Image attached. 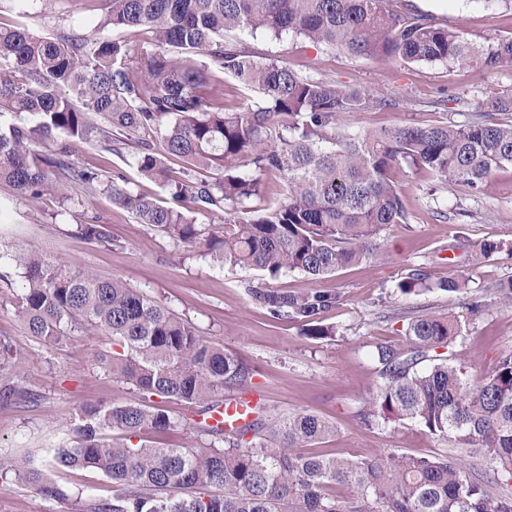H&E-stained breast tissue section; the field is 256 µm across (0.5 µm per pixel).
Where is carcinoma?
Returning a JSON list of instances; mask_svg holds the SVG:
<instances>
[{"mask_svg":"<svg viewBox=\"0 0 512 512\" xmlns=\"http://www.w3.org/2000/svg\"><path fill=\"white\" fill-rule=\"evenodd\" d=\"M106 25L154 30L158 50L140 55L134 46L100 33H71L50 40L0 19V113L19 116L0 128V186L38 199L60 183L91 193L102 173L36 153L34 139L63 134L75 143L110 142L127 135L142 146L138 170L170 180L169 163L181 175L168 206L133 192L116 176L106 185L112 204L142 224L187 247H204L230 268L249 267L275 278L299 272L312 281L377 255L374 237L406 221L392 180L399 166L427 171L441 182L481 192L493 174L512 164V91L477 106L465 122L409 123L381 130L351 126L346 118L369 108L397 105L347 85L305 76L279 60L260 61L244 41L259 36L304 37L354 56H387L405 63H443L448 69L512 67V36L478 44L457 28L421 14H399L387 0H105ZM205 58L208 64H198ZM234 77L256 94L240 112L207 100L201 88L215 74ZM159 141L163 154L147 139ZM214 168L212 183L196 170ZM277 173L284 198L257 216L262 178ZM224 212L221 235L192 222L185 202ZM74 233L112 243L106 224H77ZM489 258L512 244H476ZM25 287L14 295L28 335L53 347L78 333L104 336L112 350L99 364L129 387L126 402L91 404L74 420L73 444L55 461L90 467L114 485L112 500L94 512H512V353L494 373L479 379L433 354L461 336L457 316L412 317L405 345L377 343L370 357L380 379L362 413L411 421L448 441L467 457L488 459L489 475L461 459L379 454L330 458L303 448L335 433L306 412L271 413L259 406L254 419L231 429L193 420L222 403L226 391L250 381L251 367L200 334L138 288L37 251L0 252ZM425 274L408 273L407 295L427 288ZM253 301L272 317H287L311 339L335 328L322 314L340 301L337 291L302 293L251 288ZM492 301L474 295L463 304L476 316ZM15 343L0 338V402L25 397L12 381ZM175 399L177 419L153 398ZM190 426L211 437L203 448L131 444L146 433ZM118 430L124 441L106 433ZM47 498L57 486L31 460L0 461ZM221 493L213 494L211 490Z\"/></svg>","mask_w":512,"mask_h":512,"instance_id":"carcinoma-1","label":"carcinoma"}]
</instances>
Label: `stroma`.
I'll return each mask as SVG.
<instances>
[{
    "mask_svg": "<svg viewBox=\"0 0 512 512\" xmlns=\"http://www.w3.org/2000/svg\"><path fill=\"white\" fill-rule=\"evenodd\" d=\"M390 10L424 14L456 27L478 43L512 36V10L487 0H389ZM0 13L32 33L53 37L77 31L105 35L133 44L141 54L155 52L151 32L112 29L104 21L102 0H0ZM250 47L262 57L288 62L296 71L390 97L396 104L357 112L353 125L372 128L468 116L477 104L512 91V67L488 74L477 68L449 71L441 64H406L389 57H355L303 38L260 37ZM36 152L54 153L79 168L122 175L131 190L169 205L173 184L141 174L134 164L136 148L113 142L71 145L59 135L37 142ZM407 221L385 227L378 235L379 256L350 265L314 282L298 272L269 278L255 269L224 268L202 250L183 246L139 223L131 212L113 205L104 193L87 195L61 187L29 200L0 189V249L43 251L142 289L158 302L191 319L212 343L247 362L254 370L253 392L282 414L306 411L332 423L336 432L311 444L314 453L365 458L380 453L413 456H458L415 423L376 420L362 423L359 412L378 377L367 357L370 345L403 346L408 323L422 313L461 314L467 294L512 278V255L480 258L456 247V235L470 242L512 241V166L498 170L483 192L469 193L441 183L423 170H396ZM108 225L113 246L88 242L69 232L73 224ZM426 274L430 289L401 294L398 285L412 270ZM461 274L471 282L466 292L439 290L438 282ZM23 280L10 274L0 281V337L17 343L14 370L30 401L0 403V456L28 455L62 489L45 498L31 486L0 478V512H92L112 497V483L91 468H66L54 460L57 448L72 440L79 410L100 401L123 402L128 387L99 368L96 358L109 350L104 337L75 335L57 347L28 336L10 302ZM303 292L316 287L342 292L340 305L325 313L335 336L314 340L302 336L287 318H273L254 303L249 287ZM512 351V308L493 306L464 329L456 344L457 364L466 374L493 371L502 353Z\"/></svg>",
    "mask_w": 512,
    "mask_h": 512,
    "instance_id": "stroma-1",
    "label": "stroma"
}]
</instances>
